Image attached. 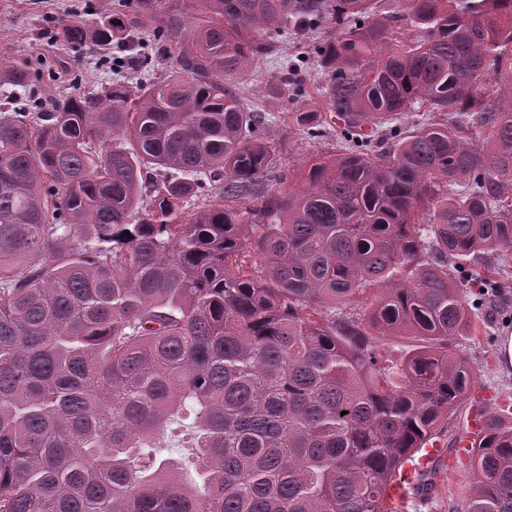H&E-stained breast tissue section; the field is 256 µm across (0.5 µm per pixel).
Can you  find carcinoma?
I'll list each match as a JSON object with an SVG mask.
<instances>
[{
    "label": "carcinoma",
    "mask_w": 512,
    "mask_h": 512,
    "mask_svg": "<svg viewBox=\"0 0 512 512\" xmlns=\"http://www.w3.org/2000/svg\"><path fill=\"white\" fill-rule=\"evenodd\" d=\"M290 30L347 145L294 192L230 82L271 57L288 91ZM56 39L168 65L47 111L4 93L0 512H383L474 379L457 273L512 249V0H142ZM487 423L454 512H512V417ZM192 420L186 419L181 421V426L178 424H174L171 428H177L174 430L172 437L167 441V447L161 448L159 452V457L161 458H175L180 459L183 457L185 448H181L182 439L185 437L187 430H189V426L191 425ZM179 428V429H178Z\"/></svg>",
    "instance_id": "carcinoma-1"
}]
</instances>
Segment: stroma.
<instances>
[{"label": "stroma", "mask_w": 512, "mask_h": 512, "mask_svg": "<svg viewBox=\"0 0 512 512\" xmlns=\"http://www.w3.org/2000/svg\"><path fill=\"white\" fill-rule=\"evenodd\" d=\"M130 0H0V58L26 63L32 74L23 97L46 106L60 93L79 88L95 89L112 78L109 60L97 50L84 49L74 54L52 37L54 22L80 13L97 20L131 10ZM277 79L269 60L260 59L241 71L234 83L241 88L249 108L287 117L292 107L287 100L271 94L269 87ZM335 137L310 141L298 128H291L288 148L282 156V168L294 172L290 189H299L298 172L319 156L341 152ZM491 267L498 291L487 300L469 335L458 337L454 347L464 354L475 373L463 410L448 427L446 448H454L467 426L474 407L493 411L502 399H512V368H504L499 357L501 336L512 333V250L497 252L467 266L470 298H477L482 285L471 276L480 268ZM463 476L455 474L448 459H440L433 485L426 497L409 498L404 512H449L463 493Z\"/></svg>", "instance_id": "1"}]
</instances>
